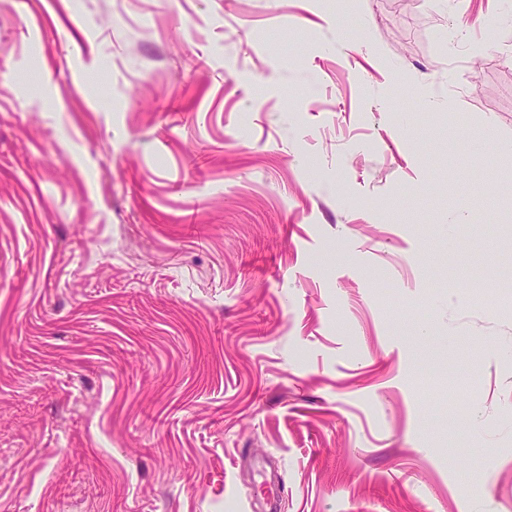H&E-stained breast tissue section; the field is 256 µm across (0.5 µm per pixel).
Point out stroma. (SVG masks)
Returning <instances> with one entry per match:
<instances>
[{
	"label": "stroma",
	"instance_id": "obj_1",
	"mask_svg": "<svg viewBox=\"0 0 512 512\" xmlns=\"http://www.w3.org/2000/svg\"><path fill=\"white\" fill-rule=\"evenodd\" d=\"M0 0V512H512V0Z\"/></svg>",
	"mask_w": 512,
	"mask_h": 512
}]
</instances>
